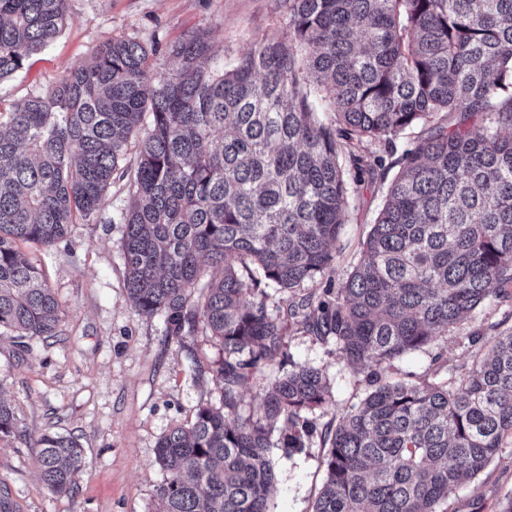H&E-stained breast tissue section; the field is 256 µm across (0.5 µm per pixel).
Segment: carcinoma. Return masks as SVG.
<instances>
[{"label":"carcinoma","mask_w":512,"mask_h":512,"mask_svg":"<svg viewBox=\"0 0 512 512\" xmlns=\"http://www.w3.org/2000/svg\"><path fill=\"white\" fill-rule=\"evenodd\" d=\"M285 2V32L230 68L201 30L168 45L170 69L112 38L0 108V329L62 335V305L20 245L62 241L120 182L131 306L169 336L202 327L224 347L221 406L157 441L160 512H269L274 430L300 451L306 413L331 402L322 371L299 365L262 385V415L238 412L288 320L376 377L512 286V0ZM69 18V0H0V81ZM395 166L336 295H300L331 269L362 175ZM262 285L299 302L273 315ZM17 430L0 400V435ZM509 438L512 330L454 384L372 390L336 429L313 512H438ZM37 445L45 484L72 493L84 448L59 433Z\"/></svg>","instance_id":"obj_1"}]
</instances>
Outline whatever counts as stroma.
Here are the masks:
<instances>
[{"label":"stroma","instance_id":"1","mask_svg":"<svg viewBox=\"0 0 512 512\" xmlns=\"http://www.w3.org/2000/svg\"><path fill=\"white\" fill-rule=\"evenodd\" d=\"M69 8L61 37L0 81V107L50 88L112 38L134 37L162 49L203 29L228 66L259 40L282 33L287 22L283 0H70ZM387 185L378 173L365 177L351 195L335 265L311 290L336 289L346 279ZM127 205L125 192L112 186L101 219L72 225L53 247L29 250L64 305L63 334L23 340L0 330V397L19 419L17 434L0 438V512H157L158 439L173 425L193 423L199 406L219 401L222 345L202 329L179 339L169 336L163 317L141 316L128 300L121 251ZM510 329L512 294L490 297L447 336L394 360L380 376L387 382L459 377ZM298 364L322 369L332 403L308 412L311 432L303 451L287 455L271 448L270 512H313L336 427L371 389L368 371L351 366L334 343L295 325L264 374L272 380ZM48 431L76 436L85 450L73 494H55L40 478L35 442ZM511 497L509 446L475 478L450 489L439 509L502 512Z\"/></svg>","mask_w":512,"mask_h":512}]
</instances>
